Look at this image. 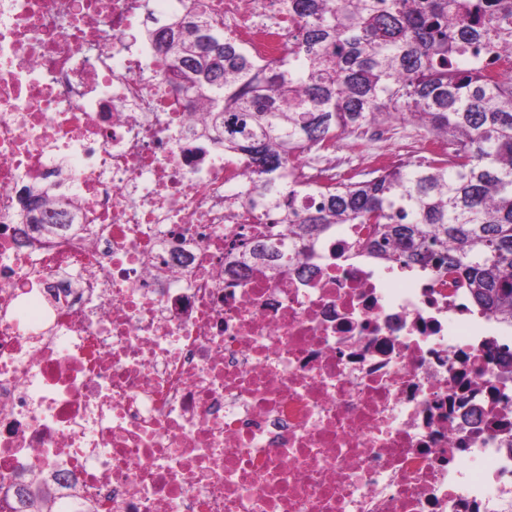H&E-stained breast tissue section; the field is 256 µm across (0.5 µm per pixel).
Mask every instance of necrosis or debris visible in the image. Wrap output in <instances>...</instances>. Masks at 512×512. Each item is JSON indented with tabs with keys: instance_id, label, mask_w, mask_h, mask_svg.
<instances>
[{
	"instance_id": "necrosis-or-debris-1",
	"label": "necrosis or debris",
	"mask_w": 512,
	"mask_h": 512,
	"mask_svg": "<svg viewBox=\"0 0 512 512\" xmlns=\"http://www.w3.org/2000/svg\"><path fill=\"white\" fill-rule=\"evenodd\" d=\"M257 63L290 0H201ZM180 0H0V512H512V327L344 231L270 276L265 217L142 38ZM401 117L300 158L326 184L448 160ZM41 197L71 222L27 224Z\"/></svg>"
}]
</instances>
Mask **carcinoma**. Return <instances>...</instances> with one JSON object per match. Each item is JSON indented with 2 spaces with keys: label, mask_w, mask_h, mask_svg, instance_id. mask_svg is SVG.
Listing matches in <instances>:
<instances>
[{
  "label": "carcinoma",
  "mask_w": 512,
  "mask_h": 512,
  "mask_svg": "<svg viewBox=\"0 0 512 512\" xmlns=\"http://www.w3.org/2000/svg\"><path fill=\"white\" fill-rule=\"evenodd\" d=\"M303 19L288 59L258 66L203 11L151 19L163 76L192 107H209L208 137L245 156L249 204L274 218L266 240L238 238L242 266L270 275L346 224H367V252L418 263L468 288L512 325V78L472 65L512 44V0H293ZM401 112L448 140L453 163L405 162L371 177L290 183L300 154ZM59 213L28 215L40 229Z\"/></svg>",
  "instance_id": "carcinoma-1"
}]
</instances>
